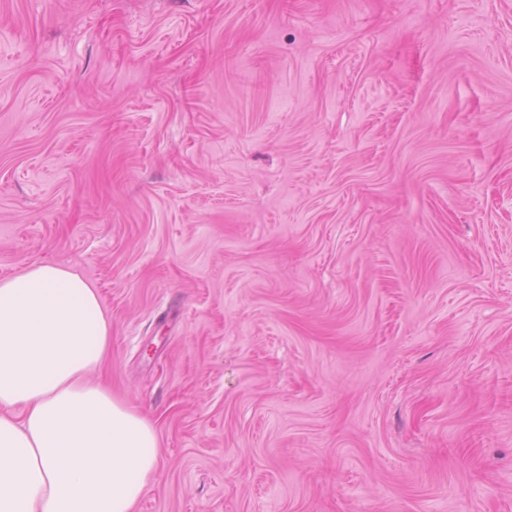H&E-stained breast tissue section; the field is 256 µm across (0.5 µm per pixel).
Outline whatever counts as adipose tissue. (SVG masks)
<instances>
[{
    "label": "adipose tissue",
    "mask_w": 512,
    "mask_h": 512,
    "mask_svg": "<svg viewBox=\"0 0 512 512\" xmlns=\"http://www.w3.org/2000/svg\"><path fill=\"white\" fill-rule=\"evenodd\" d=\"M109 343L77 272L43 262L0 279V512H133L157 433L93 380Z\"/></svg>",
    "instance_id": "1"
}]
</instances>
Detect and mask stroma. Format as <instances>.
I'll return each instance as SVG.
<instances>
[{
    "label": "stroma",
    "instance_id": "stroma-1",
    "mask_svg": "<svg viewBox=\"0 0 512 512\" xmlns=\"http://www.w3.org/2000/svg\"><path fill=\"white\" fill-rule=\"evenodd\" d=\"M98 289L135 512H512V0H0V279Z\"/></svg>",
    "mask_w": 512,
    "mask_h": 512
}]
</instances>
